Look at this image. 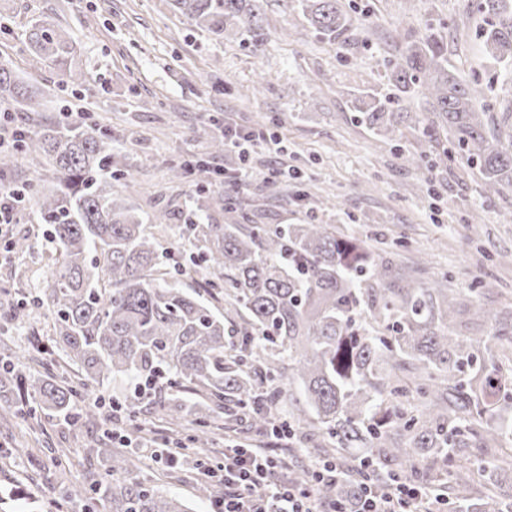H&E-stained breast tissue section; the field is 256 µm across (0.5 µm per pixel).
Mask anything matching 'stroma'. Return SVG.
Returning a JSON list of instances; mask_svg holds the SVG:
<instances>
[{
  "mask_svg": "<svg viewBox=\"0 0 512 512\" xmlns=\"http://www.w3.org/2000/svg\"><path fill=\"white\" fill-rule=\"evenodd\" d=\"M345 7L353 25L330 40L308 25L297 0H268L269 41L257 54L201 30L167 0H0V60L43 91L35 122L87 118L111 130L115 159L141 178L138 193L127 194L118 181L113 193L145 214L186 212L224 190L233 208L211 212V222L339 226L365 239L396 273L456 289L462 307L454 335H493L482 310L512 311V196L486 200L476 178L445 157L429 170L409 162L408 154L423 149L416 134L404 130L397 143L372 134L352 100L358 91L384 88L385 60L427 25L458 31L448 64L462 81L484 87L488 111L512 98V68L484 59L480 17L467 0H345ZM44 14L74 39L72 64L82 69L83 84L33 64L27 32ZM260 73L267 82L256 94ZM224 125L257 133L247 155H211V138ZM269 136L281 140L280 154L267 151ZM190 158L247 178L171 179L170 165ZM33 211L26 206L16 223L0 226V342L14 349L52 337L42 310L3 317L11 305L44 293L58 257ZM21 237L27 249L6 251L7 240ZM100 445L98 429L52 416L36 425L1 407L0 512H54L52 496L62 484L103 475ZM55 448L66 453V468L56 467ZM134 454L136 477L191 512H210L191 462L168 466L151 448Z\"/></svg>",
  "mask_w": 512,
  "mask_h": 512,
  "instance_id": "obj_1",
  "label": "stroma"
}]
</instances>
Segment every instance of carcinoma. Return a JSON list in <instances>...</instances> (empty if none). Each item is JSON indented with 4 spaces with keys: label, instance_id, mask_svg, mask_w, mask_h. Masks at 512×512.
I'll use <instances>...</instances> for the list:
<instances>
[{
    "label": "carcinoma",
    "instance_id": "obj_1",
    "mask_svg": "<svg viewBox=\"0 0 512 512\" xmlns=\"http://www.w3.org/2000/svg\"><path fill=\"white\" fill-rule=\"evenodd\" d=\"M264 0H173L199 28L263 51L268 32ZM304 17L329 39L345 35L353 18L343 0H299ZM483 50L512 64V0H478ZM28 44L33 60L71 69L75 47L53 19L36 20ZM390 92H362L358 119L374 134L396 139L398 125L417 128L449 159L476 173L484 195L512 191V99L500 112L482 106L479 83L464 84L448 68V35L433 28L407 42L386 68ZM38 92L0 62V102L26 112ZM419 98L425 113L410 111ZM20 151L50 172L29 186L37 221L59 249L48 288L30 302L53 318L51 344L37 347L45 365L62 354L71 376L51 370L33 379L26 356H0V389L15 412L31 421L58 418L74 427L107 426L97 389L116 378L146 383L124 400L130 431L141 430L139 408L148 401L173 429L190 430L195 448H207L228 415L265 437L283 426L293 447L334 462L336 480L313 484L310 469L285 463L288 479L315 485L319 498L347 501L364 481L382 491L397 483L440 493L452 483L451 512H512L502 492L512 485V340L496 353L508 327L488 337L449 331L454 312L448 289L400 286L392 267L366 243L332 224H198L183 213L160 211L154 223L173 225L175 237L197 252L195 273L224 295L240 322L225 339L220 312L182 286L187 274L167 265L138 209L112 195V180L128 190L133 169L112 171V134L90 121L76 129L58 123L24 130ZM189 392L194 399L187 400ZM322 434L309 445L310 432ZM486 456L483 491L457 479L467 449ZM105 477L72 484L54 501L57 512L78 502L112 503V512H189L179 499L134 478L126 448H106ZM203 499L224 500V481L202 476Z\"/></svg>",
    "mask_w": 512,
    "mask_h": 512
}]
</instances>
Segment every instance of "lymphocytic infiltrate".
<instances>
[{
	"label": "lymphocytic infiltrate",
	"mask_w": 512,
	"mask_h": 512,
	"mask_svg": "<svg viewBox=\"0 0 512 512\" xmlns=\"http://www.w3.org/2000/svg\"><path fill=\"white\" fill-rule=\"evenodd\" d=\"M224 500L214 512H413L419 489L404 484L382 494L364 487L354 510L320 502L312 488L292 485L280 474V462L264 448L230 446L217 468Z\"/></svg>",
	"instance_id": "obj_1"
}]
</instances>
